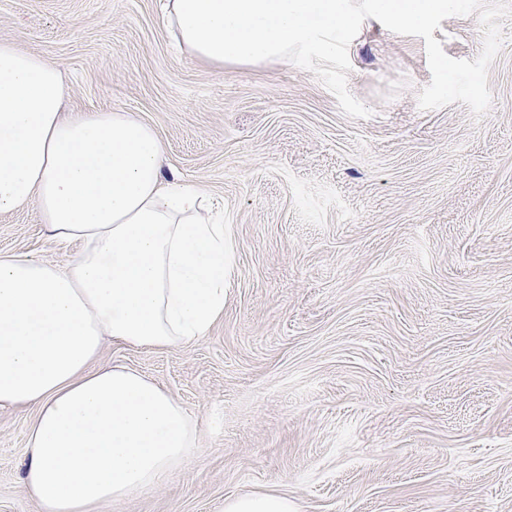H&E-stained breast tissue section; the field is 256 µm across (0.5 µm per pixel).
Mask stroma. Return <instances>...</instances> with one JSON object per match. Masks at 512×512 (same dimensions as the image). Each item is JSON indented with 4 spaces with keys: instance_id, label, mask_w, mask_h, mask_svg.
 Listing matches in <instances>:
<instances>
[{
    "instance_id": "stroma-1",
    "label": "stroma",
    "mask_w": 512,
    "mask_h": 512,
    "mask_svg": "<svg viewBox=\"0 0 512 512\" xmlns=\"http://www.w3.org/2000/svg\"><path fill=\"white\" fill-rule=\"evenodd\" d=\"M0 40L60 65L76 111L150 124L224 226V315L164 350L101 360L162 385L200 426L178 476L105 512H512V0L332 59L196 60L159 0H0ZM0 252L57 264L35 205ZM29 412L0 408V512ZM224 512H299V508L286 494L256 492L225 498Z\"/></svg>"
}]
</instances>
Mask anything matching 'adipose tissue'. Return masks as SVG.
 <instances>
[{
    "instance_id": "adipose-tissue-1",
    "label": "adipose tissue",
    "mask_w": 512,
    "mask_h": 512,
    "mask_svg": "<svg viewBox=\"0 0 512 512\" xmlns=\"http://www.w3.org/2000/svg\"><path fill=\"white\" fill-rule=\"evenodd\" d=\"M456 0H163L178 44L214 66L335 57L379 18L414 29ZM57 64L0 41V212L34 204L63 266L0 253V408L33 409L22 491L35 512H99L175 476L199 425L161 386L98 364L105 340L161 349L224 313V227L173 180L155 129L113 108L66 110ZM224 512H299L277 492Z\"/></svg>"
}]
</instances>
